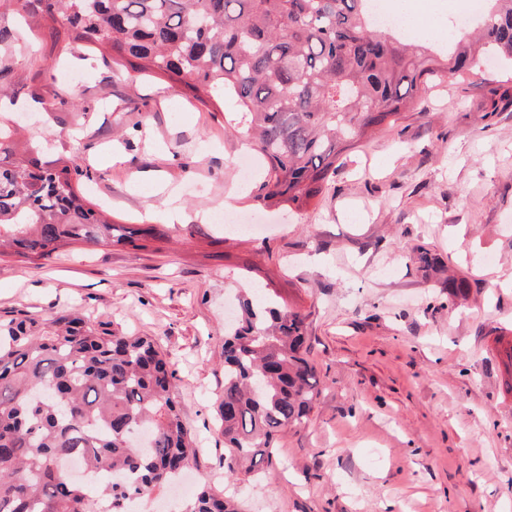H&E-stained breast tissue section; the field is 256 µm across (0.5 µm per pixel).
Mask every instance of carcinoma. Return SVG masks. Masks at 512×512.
Here are the masks:
<instances>
[{
  "label": "carcinoma",
  "mask_w": 512,
  "mask_h": 512,
  "mask_svg": "<svg viewBox=\"0 0 512 512\" xmlns=\"http://www.w3.org/2000/svg\"><path fill=\"white\" fill-rule=\"evenodd\" d=\"M370 0H25L59 24L55 47L83 42L138 61L146 76L177 81L201 102L224 105L267 161L253 200L303 210L327 188L342 153L393 126L433 88L489 56L512 63V0H485L476 37L450 49L403 42L377 28ZM0 153H14L0 119ZM78 165L38 159L0 166V254L48 260L63 245L135 243L77 192ZM419 267L437 255L416 248ZM224 332L219 404L224 469L272 464L280 432L307 419L318 395L306 316L271 301L240 303ZM68 459L92 475L119 473L104 498L71 479ZM195 461L179 411L175 370L149 336L92 325L77 312L0 321V512H120V501L171 484ZM184 512H240L202 486Z\"/></svg>",
  "instance_id": "obj_1"
}]
</instances>
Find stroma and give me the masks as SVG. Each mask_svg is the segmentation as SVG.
Wrapping results in <instances>:
<instances>
[{
	"label": "stroma",
	"instance_id": "obj_1",
	"mask_svg": "<svg viewBox=\"0 0 512 512\" xmlns=\"http://www.w3.org/2000/svg\"><path fill=\"white\" fill-rule=\"evenodd\" d=\"M13 56L0 71L16 139L42 164L84 146L79 192L117 227L143 228L175 189L188 219L145 248L73 244L49 260L0 256V319L78 312L154 337L176 373L196 448L187 474L245 512H512V70L450 78L392 127L362 138L319 204L250 198L222 105L76 45L67 54L20 0H0ZM224 214L242 223L231 233ZM257 225L248 233L246 225ZM443 261L414 262L416 246ZM465 281L448 294L449 278ZM303 313L319 394L272 464L224 471L218 405L227 308L241 289Z\"/></svg>",
	"mask_w": 512,
	"mask_h": 512
}]
</instances>
